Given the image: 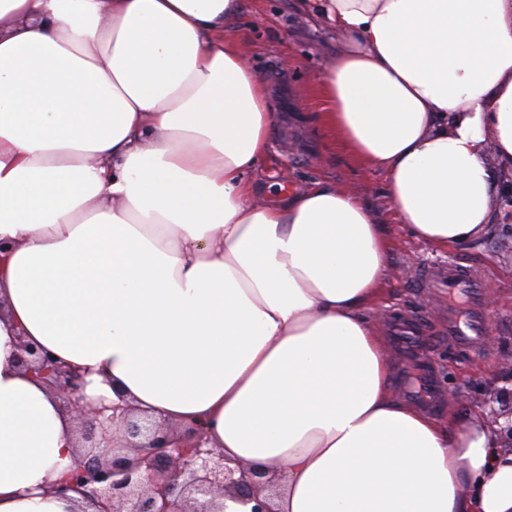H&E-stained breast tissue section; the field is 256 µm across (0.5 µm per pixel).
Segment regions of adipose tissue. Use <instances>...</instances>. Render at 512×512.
Returning a JSON list of instances; mask_svg holds the SVG:
<instances>
[{"mask_svg": "<svg viewBox=\"0 0 512 512\" xmlns=\"http://www.w3.org/2000/svg\"><path fill=\"white\" fill-rule=\"evenodd\" d=\"M338 47L315 121L445 250L512 172V0H300ZM244 0H0V512H95L24 336L91 407L203 427L277 512H512L507 419L398 398L370 316L390 239L336 182L257 203L267 87Z\"/></svg>", "mask_w": 512, "mask_h": 512, "instance_id": "adipose-tissue-1", "label": "adipose tissue"}]
</instances>
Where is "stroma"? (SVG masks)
Here are the masks:
<instances>
[{"mask_svg": "<svg viewBox=\"0 0 512 512\" xmlns=\"http://www.w3.org/2000/svg\"><path fill=\"white\" fill-rule=\"evenodd\" d=\"M239 35L250 46V63L267 82L276 120L270 128L271 155L263 178L300 188L327 178L370 204L390 237V275L380 303L420 313L434 341L425 362L434 367L441 392H464L465 409L476 422L497 421L512 413V175H504L493 207L498 220L489 234L447 253L413 238L399 224L382 194L384 179L364 173L310 120L316 111L311 78L335 51L336 43L302 13L297 0H245ZM456 257L481 268L491 282L488 303L494 336L486 359L464 355L449 344L443 313L447 295L425 292L415 269Z\"/></svg>", "mask_w": 512, "mask_h": 512, "instance_id": "35a3bbf8", "label": "stroma"}]
</instances>
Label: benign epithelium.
<instances>
[{
	"label": "benign epithelium",
	"instance_id": "1",
	"mask_svg": "<svg viewBox=\"0 0 512 512\" xmlns=\"http://www.w3.org/2000/svg\"><path fill=\"white\" fill-rule=\"evenodd\" d=\"M18 362L35 373L58 395L84 431V439L98 449L70 474L97 512H226L225 501L254 503L251 512H275L262 492L274 481L264 472L207 447L203 436L182 443L171 425L133 410L114 406L112 414L89 411L80 403L81 379L47 351L18 340ZM146 443L132 449L130 437Z\"/></svg>",
	"mask_w": 512,
	"mask_h": 512
}]
</instances>
